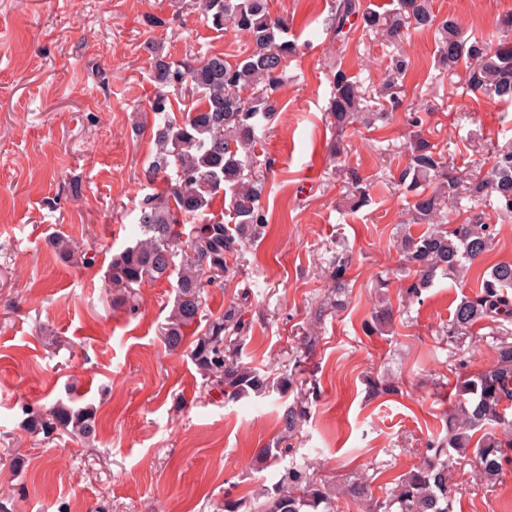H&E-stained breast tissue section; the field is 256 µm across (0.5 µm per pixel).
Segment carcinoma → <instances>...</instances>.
Wrapping results in <instances>:
<instances>
[{
  "mask_svg": "<svg viewBox=\"0 0 512 512\" xmlns=\"http://www.w3.org/2000/svg\"><path fill=\"white\" fill-rule=\"evenodd\" d=\"M216 30L231 28L244 35L250 50L230 63L222 54H207L190 66L176 65L151 51L150 78L157 86L149 111L158 118L152 128L155 153L143 168L145 180L162 182L161 195L145 198L139 207L136 241L112 260V284L126 292L146 278L176 276L175 302L164 327L165 341L176 349L185 330L201 324L205 283L214 284L230 273L227 258L244 243L260 235L268 223L260 204L265 178L255 167V147L270 130L279 112L276 91L297 44L289 38L288 20L273 16L268 0H199ZM361 14L363 27L380 30L398 40L403 30L436 29L441 35L438 63L449 71L464 65L466 91L499 102L512 103V14L497 20L504 32L497 44L465 35L450 19L441 22L430 0H397L386 14L361 9L359 0H336L329 29L344 36L346 21ZM359 83L342 69L333 74V93L327 112L336 128L363 117ZM409 162L400 183L412 193V223L434 226L418 235L406 233L398 249L412 267L406 283L409 298L422 302L423 292L437 276L467 271L490 250L496 225L483 213L460 224L441 227L446 203L461 199L460 181L429 140L417 135L409 142ZM224 198L227 213L215 214L212 205ZM467 198L496 200L499 214L512 215V145L496 151L486 175L469 181ZM230 224H224V216ZM200 218L190 232L184 223ZM180 262H175L176 257ZM349 256L341 252L331 276L336 294L345 292ZM389 308L372 312L363 322L366 333L389 323ZM488 320L494 325L512 323V262H498L481 275L478 289L456 305L442 334L448 344L474 335V327ZM249 324L242 307L230 305L210 320L197 337L191 357L211 388L235 400L251 392L294 393L276 446L259 449L258 462L277 461L293 449L288 440L307 422L316 384L302 376V355L313 349L315 336H302L294 371L269 380L242 362ZM460 361L455 375L456 404L446 419V434L427 441L422 461L377 494L365 480L353 479L341 492L336 485L312 473L308 462H293L278 483L263 488L248 500L224 499V512H336L337 496H347L358 512H455V493L448 483V461L458 456L475 459L483 477L494 483L512 472V337L502 329L496 337L495 356L486 369L466 372ZM23 429L46 435L66 430L84 438L95 432V415L87 406L57 401L49 407L25 408Z\"/></svg>",
  "mask_w": 512,
  "mask_h": 512,
  "instance_id": "1",
  "label": "carcinoma"
}]
</instances>
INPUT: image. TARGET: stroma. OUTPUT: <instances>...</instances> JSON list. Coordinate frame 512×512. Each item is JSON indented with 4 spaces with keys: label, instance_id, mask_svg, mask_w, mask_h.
<instances>
[{
    "label": "stroma",
    "instance_id": "35a3bbf8",
    "mask_svg": "<svg viewBox=\"0 0 512 512\" xmlns=\"http://www.w3.org/2000/svg\"><path fill=\"white\" fill-rule=\"evenodd\" d=\"M334 0H270L287 17L300 53L281 88L280 112L258 145L269 223L229 257L224 284L207 287L203 318L245 299L251 323L244 360L285 376L302 333L318 342L305 367L320 392L290 455L248 467L282 430L287 398L228 401L206 384L189 345L162 336L173 308L169 281L144 280L121 300L110 266L135 238L150 192L142 169L154 153V42L168 60L239 56L241 35L218 31L194 0H0V512H224L308 460L336 484L359 476L379 488L418 464L444 436L454 403L452 359L442 336L456 304L476 289L440 276L422 302L406 295L397 238L420 234L400 184L409 115L458 175L486 171L512 143V105L474 96L461 73L435 65L438 34L409 29L401 42L352 18L338 42L327 29ZM438 19L496 40L495 19L512 0H432ZM409 69L393 92L392 61ZM365 94L369 123L336 131L326 114L331 64ZM370 202L353 208L350 174ZM70 237L95 256L63 261L50 239ZM350 255L347 305L314 324L330 263ZM392 309L385 334L362 323L377 300ZM398 386L370 397L367 378ZM78 398L93 407L96 434L77 438L23 429L22 408ZM455 512H512V474L481 481L474 462L448 465Z\"/></svg>",
    "mask_w": 512,
    "mask_h": 512
}]
</instances>
